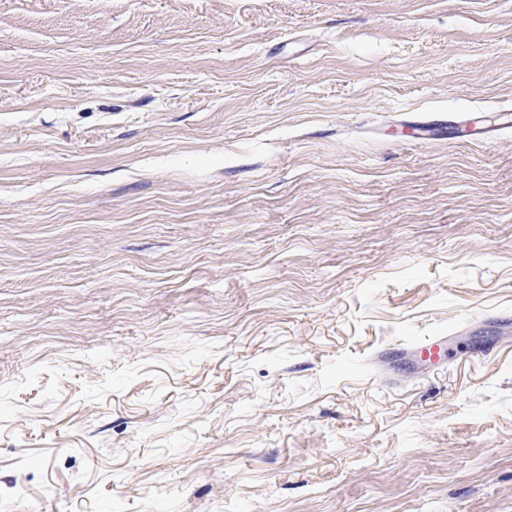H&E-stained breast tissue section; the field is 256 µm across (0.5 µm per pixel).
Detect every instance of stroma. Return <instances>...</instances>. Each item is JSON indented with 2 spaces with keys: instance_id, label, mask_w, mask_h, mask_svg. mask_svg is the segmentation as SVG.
Masks as SVG:
<instances>
[{
  "instance_id": "obj_1",
  "label": "stroma",
  "mask_w": 512,
  "mask_h": 512,
  "mask_svg": "<svg viewBox=\"0 0 512 512\" xmlns=\"http://www.w3.org/2000/svg\"><path fill=\"white\" fill-rule=\"evenodd\" d=\"M508 110L512 0H0V512H512ZM455 333H449L448 336L444 334L439 336H428L423 340L415 343L409 349L413 351V355H424L429 358L440 355L445 348L448 347L450 340L455 337Z\"/></svg>"
}]
</instances>
